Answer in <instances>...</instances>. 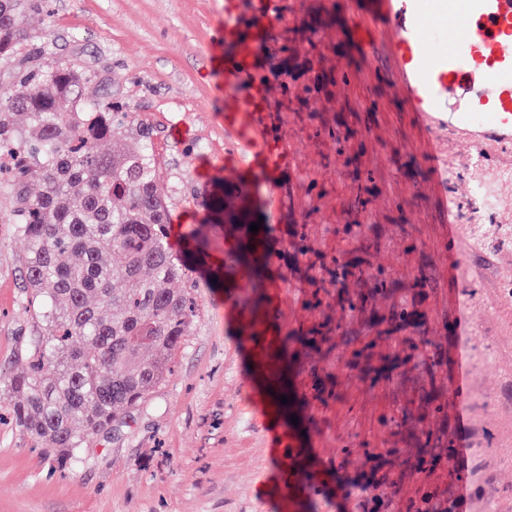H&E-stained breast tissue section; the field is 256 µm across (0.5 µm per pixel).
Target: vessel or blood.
Instances as JSON below:
<instances>
[{"label":"vessel or blood","mask_w":512,"mask_h":512,"mask_svg":"<svg viewBox=\"0 0 512 512\" xmlns=\"http://www.w3.org/2000/svg\"><path fill=\"white\" fill-rule=\"evenodd\" d=\"M278 0H224V150L227 197L264 186L277 190L275 176L288 163L282 142L266 129L272 99L256 76L258 51L266 43ZM376 26L399 35L397 61L403 97L414 112L437 125L450 117L460 130L512 140V0H388ZM464 106L449 109L450 93ZM253 360L264 378L277 380L266 348L271 320L250 325Z\"/></svg>","instance_id":"vessel-or-blood-1"}]
</instances>
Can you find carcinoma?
<instances>
[{
  "label": "carcinoma",
  "mask_w": 512,
  "mask_h": 512,
  "mask_svg": "<svg viewBox=\"0 0 512 512\" xmlns=\"http://www.w3.org/2000/svg\"><path fill=\"white\" fill-rule=\"evenodd\" d=\"M31 0H0V178L27 244L26 297L36 336L27 368L0 374L18 426L44 456L78 464L172 372L197 316L190 265L210 260L214 225L243 212L214 204L184 251L168 243L167 188L151 128L88 96L90 71L23 50ZM128 142L112 145V130Z\"/></svg>",
  "instance_id": "carcinoma-1"
}]
</instances>
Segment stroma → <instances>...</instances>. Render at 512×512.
<instances>
[{"mask_svg": "<svg viewBox=\"0 0 512 512\" xmlns=\"http://www.w3.org/2000/svg\"><path fill=\"white\" fill-rule=\"evenodd\" d=\"M362 0H281L262 47L275 90L271 132L288 167L277 197L244 196L277 256L262 295L278 336L296 337L297 416L269 426L267 396L224 291L195 272L199 315L167 381L104 431L81 464L45 460L0 404V512H357L371 455L385 453L403 512L423 493L455 512H512V141L476 145L437 131L448 180L435 181L427 128L393 77L394 37L364 54ZM25 32L47 57L95 73L88 92L132 109L153 129L176 237L201 223L224 180V0H40ZM186 125L177 140L171 131ZM456 225V242L448 227ZM27 249L0 187V371L24 367L32 326ZM382 284L375 306L348 298ZM320 329L322 341H302ZM394 364L378 383L366 367ZM469 390L451 400L458 363ZM332 388L306 392V368ZM443 404L427 409L430 400ZM303 448L316 481L281 496L285 444ZM462 449L459 473L422 459Z\"/></svg>", "mask_w": 512, "mask_h": 512, "instance_id": "obj_1", "label": "stroma"}]
</instances>
